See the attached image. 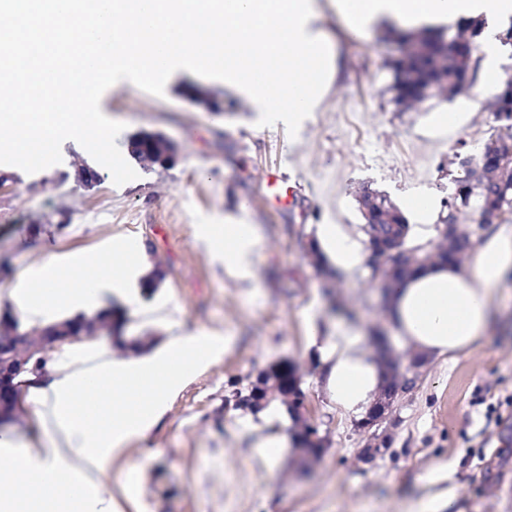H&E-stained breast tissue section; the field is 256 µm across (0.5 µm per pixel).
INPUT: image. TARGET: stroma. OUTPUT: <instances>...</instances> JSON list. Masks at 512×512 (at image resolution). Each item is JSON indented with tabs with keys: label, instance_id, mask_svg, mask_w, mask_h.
<instances>
[{
	"label": "stroma",
	"instance_id": "stroma-1",
	"mask_svg": "<svg viewBox=\"0 0 512 512\" xmlns=\"http://www.w3.org/2000/svg\"><path fill=\"white\" fill-rule=\"evenodd\" d=\"M310 23L338 52V70L313 116L289 137L285 127L259 126V112L223 81L179 70L163 96L121 81L100 109L123 122L118 147L141 130L174 144L178 164L139 169L114 185L110 172L87 187L76 162L89 153L68 140L62 161L29 174L0 165V290L11 288L45 255L67 256L112 243L152 244L148 267L165 277L157 292L174 306L169 322L129 316L125 333L168 337L201 329L230 336L222 359L197 375L146 440L112 465L118 512H419L421 502L452 494L442 512H512V277L496 294L479 348L455 363L436 359L395 401L385 424L387 451L373 462L361 453L368 435L359 419L336 409L322 382L316 337L351 324L361 340L386 314L369 270L331 281L308 255L320 225L340 224L362 237L355 195L364 186L396 205L431 193L447 198L449 161L460 148L480 150L491 134L487 107L460 130L439 128L459 96H437L402 112L393 103L388 67L398 44L385 27L349 29L336 0H315ZM200 86L218 112L190 98ZM292 186L288 198L267 187L265 169ZM201 224H252L261 237L254 277L245 281L197 238ZM287 358L300 368L306 414L325 447L311 465L292 453L275 462L254 446L259 435L286 433L279 404L254 415L227 405L256 372Z\"/></svg>",
	"mask_w": 512,
	"mask_h": 512
}]
</instances>
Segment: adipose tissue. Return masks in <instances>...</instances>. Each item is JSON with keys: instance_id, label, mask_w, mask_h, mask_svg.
I'll use <instances>...</instances> for the list:
<instances>
[{"instance_id": "adipose-tissue-1", "label": "adipose tissue", "mask_w": 512, "mask_h": 512, "mask_svg": "<svg viewBox=\"0 0 512 512\" xmlns=\"http://www.w3.org/2000/svg\"><path fill=\"white\" fill-rule=\"evenodd\" d=\"M336 8L355 30L383 20L401 29H432L462 17L483 19L482 81L494 84L505 77L500 60L507 49L499 34L512 22V0H336ZM317 245L337 271L369 263L365 242L341 225H322ZM259 249L254 225H225L228 272L251 277ZM144 261L145 250L137 244L110 247L105 256L82 254L76 273L57 257L41 260L9 290L10 310L21 328H47L109 312L120 299L136 316L159 321V306L139 302L146 286ZM511 274L512 227L492 225L471 248L467 264L427 262L407 276L392 292L389 323L422 361L456 359L483 339L497 289ZM228 342L223 334L200 330L120 359L93 336L55 347L42 371L21 379L19 406L32 435L0 438V512H116L113 459L146 438L184 384L223 357ZM318 349L331 401L343 413L363 412L383 382L375 356L344 327L323 337ZM53 488L58 496L45 499L44 491Z\"/></svg>"}]
</instances>
